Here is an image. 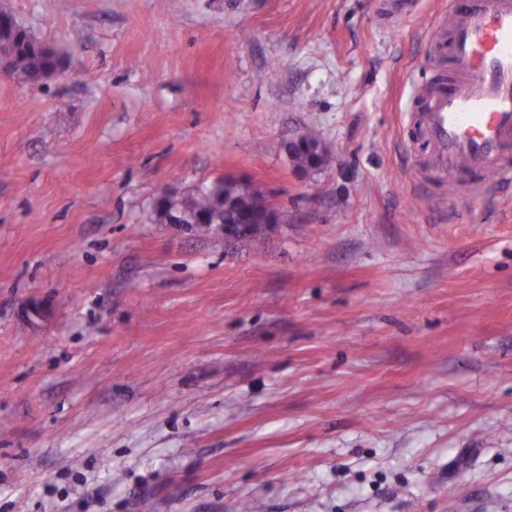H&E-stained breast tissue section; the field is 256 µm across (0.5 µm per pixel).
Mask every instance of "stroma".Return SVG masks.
Wrapping results in <instances>:
<instances>
[{
    "label": "stroma",
    "instance_id": "1",
    "mask_svg": "<svg viewBox=\"0 0 512 512\" xmlns=\"http://www.w3.org/2000/svg\"><path fill=\"white\" fill-rule=\"evenodd\" d=\"M1 9L69 56L0 77V512H512V189L403 116L448 0ZM223 179L266 236L157 221ZM288 148L295 149L299 148L302 150H306L310 154H313V163L315 165H320L324 161V154L319 153L317 148L307 140L306 136L303 134H299L290 141H288ZM305 151L301 150H293L290 153V157L293 161V163L302 169H308V166L310 164V158Z\"/></svg>",
    "mask_w": 512,
    "mask_h": 512
}]
</instances>
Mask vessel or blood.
<instances>
[{"label":"vessel or blood","instance_id":"vessel-or-blood-1","mask_svg":"<svg viewBox=\"0 0 512 512\" xmlns=\"http://www.w3.org/2000/svg\"><path fill=\"white\" fill-rule=\"evenodd\" d=\"M448 57V76L416 86L419 135L437 176L478 171L473 197L512 184V0H473L448 13L431 38Z\"/></svg>","mask_w":512,"mask_h":512}]
</instances>
